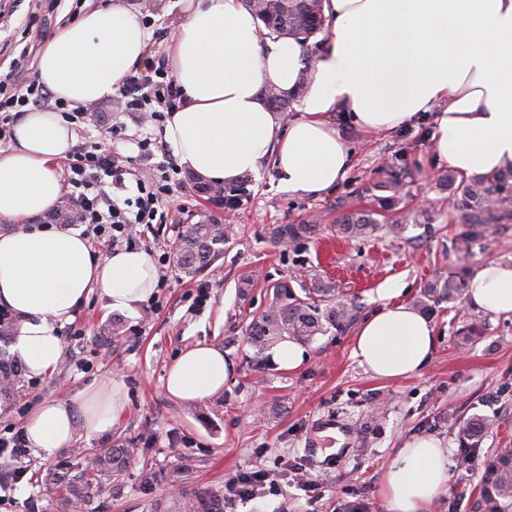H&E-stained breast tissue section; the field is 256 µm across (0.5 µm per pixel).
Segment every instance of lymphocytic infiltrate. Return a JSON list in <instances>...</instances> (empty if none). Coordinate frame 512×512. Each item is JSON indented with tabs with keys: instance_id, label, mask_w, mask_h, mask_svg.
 <instances>
[{
	"instance_id": "obj_1",
	"label": "lymphocytic infiltrate",
	"mask_w": 512,
	"mask_h": 512,
	"mask_svg": "<svg viewBox=\"0 0 512 512\" xmlns=\"http://www.w3.org/2000/svg\"><path fill=\"white\" fill-rule=\"evenodd\" d=\"M33 43H26L9 71L0 74V143L13 135V127L28 106L52 104L64 112L69 123H82L85 107H68L54 99L36 78L27 77ZM117 97L122 111L137 113L141 123L163 126L181 103L180 90L164 60H146L123 80ZM157 145L147 136L137 143V157L114 151L111 145L77 147L63 166L62 196L75 209L79 223L87 227L91 246L104 248L131 241L136 227L172 223L168 207L173 184L180 170L175 161L156 174L141 175L139 162L150 160Z\"/></svg>"
}]
</instances>
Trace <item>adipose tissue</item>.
<instances>
[{"label": "adipose tissue", "instance_id": "obj_1", "mask_svg": "<svg viewBox=\"0 0 512 512\" xmlns=\"http://www.w3.org/2000/svg\"><path fill=\"white\" fill-rule=\"evenodd\" d=\"M188 16L166 48L184 103L167 118L164 139L179 164L204 179L232 182L274 157L291 192L331 189L350 166L346 142L325 120L345 111L368 131H391L434 111L433 152L469 175L496 174L512 162V0H325L328 48L307 62L293 40H275L239 0H185ZM151 34L140 13L120 6L85 12L42 46L38 81L60 100L89 106L112 98L142 59ZM312 78L301 114L281 124L262 91L293 94L304 67ZM77 135L57 112L33 109L0 149V221L20 225L56 208L59 163ZM158 282L152 256L123 249L103 258L75 229L0 232V305L17 314L15 348L30 375L52 373L64 354L59 331L93 291L130 311ZM382 308L364 319L352 354L373 377L421 375L436 349L434 328L385 286ZM467 297L490 317L512 315V262L480 264ZM234 373L223 351L196 344L170 366L167 393L204 400ZM127 396L112 381L84 394L80 410L41 403L25 423L26 440L48 458L69 447L76 419L92 432L112 428ZM442 439L405 440L380 478L387 512H432L447 492Z\"/></svg>", "mask_w": 512, "mask_h": 512}]
</instances>
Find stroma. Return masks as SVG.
Returning <instances> with one entry per match:
<instances>
[{
  "mask_svg": "<svg viewBox=\"0 0 512 512\" xmlns=\"http://www.w3.org/2000/svg\"><path fill=\"white\" fill-rule=\"evenodd\" d=\"M78 5L86 11L114 5L138 10L151 22L148 49L156 57L164 56L186 17L178 0H65L53 27L67 23ZM34 9L35 0H0L1 73L8 72L14 58L9 45L21 40L22 24ZM329 120L353 153L336 186L318 196L290 192L267 160L258 173L245 175L239 205L228 210L185 183L174 223L135 239L133 248L174 250L187 225L210 220L233 229L223 258L193 279L167 265L155 307L143 302L132 312L111 310L102 293L93 292L75 312L82 335L60 329L66 349L57 370L37 378L21 374L0 393V422L19 428L40 403L77 402L109 379L123 382L128 394L126 411L110 430L81 427L71 447L53 457H23L28 477L0 494V512H68L70 497L81 490L87 493L85 512H180L183 497L203 491L221 497L224 512H346L350 505L384 512V467L404 440L426 435L443 440L451 461L448 493L434 512H473L481 472L461 463L469 446L461 427L470 418L492 421L474 449L478 459L512 448V317L490 318L464 298L441 302L430 317L433 362L420 376L398 382L363 371L352 356V325L315 336L306 345L308 361L293 371L268 358L255 361L247 342L245 330L270 305L273 284L305 270L335 281L363 319L384 304L386 282H399L402 300L411 304L424 287L460 267L512 259V224L460 251L468 226L449 205L442 180L448 165L432 154V113H417L388 133L363 131L341 111ZM115 127L122 135L114 141ZM145 132L136 114L121 111L112 99L94 106L76 129L79 144L110 141L125 156L137 155L136 140ZM390 167L404 171L400 194L425 217L409 221L398 238L387 232L383 216L373 234L342 237L336 225L343 215L371 211L389 196ZM311 220L318 231L293 245L272 234L279 225ZM200 285L209 300L196 309L190 295ZM198 343L224 351L234 374L204 400L173 399L165 390L168 368ZM101 448L123 449L119 477L98 476L87 467L86 457ZM294 466L313 480V491L293 483ZM258 469L273 475V488L252 501L224 499L228 477Z\"/></svg>",
  "mask_w": 512,
  "mask_h": 512,
  "instance_id": "35a3bbf8",
  "label": "stroma"
}]
</instances>
